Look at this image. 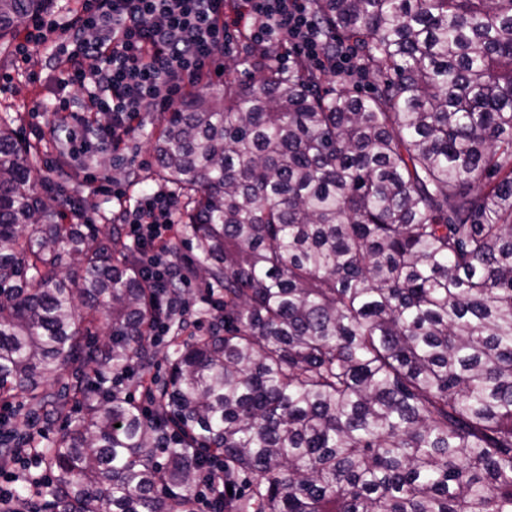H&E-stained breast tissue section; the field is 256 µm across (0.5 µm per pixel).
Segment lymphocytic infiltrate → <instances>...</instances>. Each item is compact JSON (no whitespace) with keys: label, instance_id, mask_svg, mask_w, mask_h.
<instances>
[{"label":"lymphocytic infiltrate","instance_id":"obj_1","mask_svg":"<svg viewBox=\"0 0 512 512\" xmlns=\"http://www.w3.org/2000/svg\"><path fill=\"white\" fill-rule=\"evenodd\" d=\"M234 31L255 44L285 42L323 69L354 67L349 50L326 41L311 0H83L73 17L28 25L19 52L59 38L61 83L86 95L64 96L58 104L75 115L98 116L91 126L70 131L67 152L76 158L118 148L142 113L205 88L212 61L229 50ZM183 209L178 194L160 187L118 212L144 269L163 279L185 278L177 256ZM0 443L9 447L0 457V512H14L15 483L41 461L14 444L5 411H0Z\"/></svg>","mask_w":512,"mask_h":512}]
</instances>
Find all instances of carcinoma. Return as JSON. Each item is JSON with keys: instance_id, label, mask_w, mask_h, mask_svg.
Listing matches in <instances>:
<instances>
[{"instance_id": "1", "label": "carcinoma", "mask_w": 512, "mask_h": 512, "mask_svg": "<svg viewBox=\"0 0 512 512\" xmlns=\"http://www.w3.org/2000/svg\"><path fill=\"white\" fill-rule=\"evenodd\" d=\"M50 0H0V40ZM356 54L181 101L151 143L224 288L146 413L151 324L176 284L113 224L64 222L0 122V403L54 474L45 512H512V0H312ZM380 77L353 96L354 78ZM106 339L97 344L93 333ZM232 487V493L225 488Z\"/></svg>"}]
</instances>
